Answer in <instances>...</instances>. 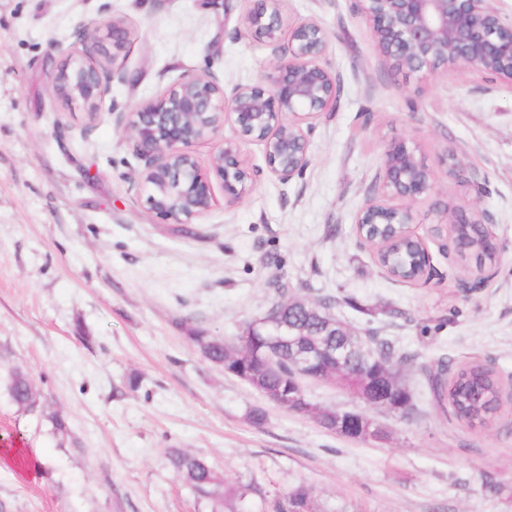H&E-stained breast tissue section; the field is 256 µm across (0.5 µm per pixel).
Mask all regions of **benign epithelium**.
Returning <instances> with one entry per match:
<instances>
[{
  "mask_svg": "<svg viewBox=\"0 0 512 512\" xmlns=\"http://www.w3.org/2000/svg\"><path fill=\"white\" fill-rule=\"evenodd\" d=\"M282 2L255 0L246 16L251 35L272 46L276 56L262 84L227 93L207 76H186L124 116L123 130L143 162L139 184L157 217L185 224L204 215L214 201L215 180L228 201L238 200L253 179L242 151L245 142L263 146L269 171L282 182L308 165L309 140L301 122L336 109L340 84L322 63L329 38L317 21L298 23L283 39ZM356 9L387 70L429 79L472 70L490 83L512 87V21L502 18L494 0H356ZM127 36L118 22L103 36L95 28H80L76 41L63 51L64 62L49 76L52 97L65 109L77 107L96 118L110 92L105 63L116 60ZM228 121L238 137L222 140L209 165L201 166L192 147L215 139ZM438 179V170L414 143L390 141L376 177L379 192L365 200L355 224L414 223L413 206L435 190ZM269 329L281 343L293 335L277 308L252 321L244 335ZM401 371L397 366L370 380L363 402L408 416L409 393L392 382ZM262 396L320 424L328 413L336 422L332 431L344 437L387 438L386 428L364 414L320 408L296 381L286 389H264Z\"/></svg>",
  "mask_w": 512,
  "mask_h": 512,
  "instance_id": "1",
  "label": "benign epithelium"
}]
</instances>
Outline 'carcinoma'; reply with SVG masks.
Instances as JSON below:
<instances>
[{"mask_svg":"<svg viewBox=\"0 0 512 512\" xmlns=\"http://www.w3.org/2000/svg\"><path fill=\"white\" fill-rule=\"evenodd\" d=\"M470 238L462 253V260L475 261L479 271L497 266V258L481 246L480 230L469 228ZM416 248L406 242L400 252L392 258V264L402 272H410L416 263ZM336 304V298L325 295L316 300H293L288 308V320L297 322L305 335L299 343H310V335L324 331L328 315L325 309ZM187 339L209 362L224 369V372L246 379V372L259 374L260 386L266 389L286 387L298 377V369L288 363L286 346L278 348L267 342L263 336L236 337V342L228 343L209 335L207 329L184 323ZM394 354L391 343L379 336L369 335L353 344L350 367L334 373L327 381L350 394L361 393L366 389L365 376L376 368H381ZM429 387L435 407L450 410L456 420L471 426L478 424L487 427L496 423L501 413L500 383L494 371L473 361L460 367H452L444 362L428 376ZM35 388L27 373L15 369L8 381V394L17 407L29 409L36 405L33 394ZM169 463L176 474L201 498L219 499L224 495V479L208 461L200 456L181 449L169 452ZM312 491L299 485L283 496H277L269 503L268 512H309Z\"/></svg>","mask_w":512,"mask_h":512,"instance_id":"1","label":"carcinoma"}]
</instances>
